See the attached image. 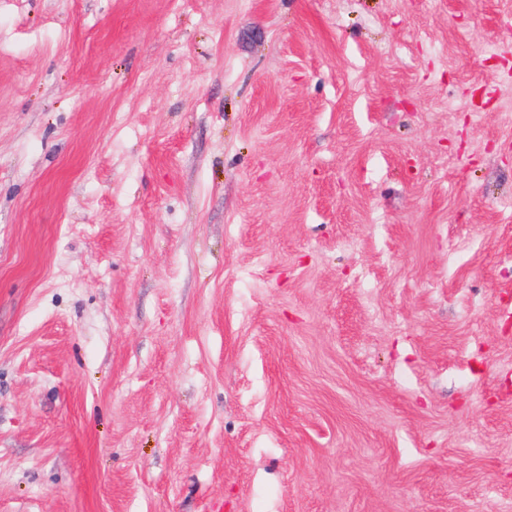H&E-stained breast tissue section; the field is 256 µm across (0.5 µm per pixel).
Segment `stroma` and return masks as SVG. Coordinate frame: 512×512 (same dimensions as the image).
I'll use <instances>...</instances> for the list:
<instances>
[{"mask_svg":"<svg viewBox=\"0 0 512 512\" xmlns=\"http://www.w3.org/2000/svg\"><path fill=\"white\" fill-rule=\"evenodd\" d=\"M0 512H512V0H0Z\"/></svg>","mask_w":512,"mask_h":512,"instance_id":"1","label":"stroma"}]
</instances>
